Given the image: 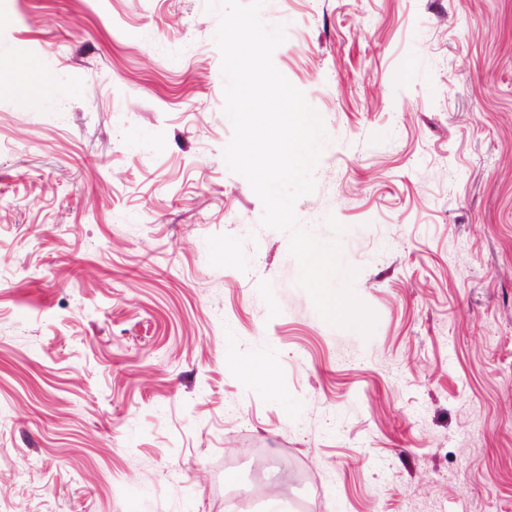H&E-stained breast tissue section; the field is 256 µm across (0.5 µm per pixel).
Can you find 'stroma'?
Returning a JSON list of instances; mask_svg holds the SVG:
<instances>
[{
	"label": "stroma",
	"instance_id": "stroma-1",
	"mask_svg": "<svg viewBox=\"0 0 512 512\" xmlns=\"http://www.w3.org/2000/svg\"><path fill=\"white\" fill-rule=\"evenodd\" d=\"M261 18L372 333L224 161L206 0H0V512H512V0ZM235 364L245 379L262 381L271 391H276L277 388L264 363L250 359H238L235 361Z\"/></svg>",
	"mask_w": 512,
	"mask_h": 512
}]
</instances>
